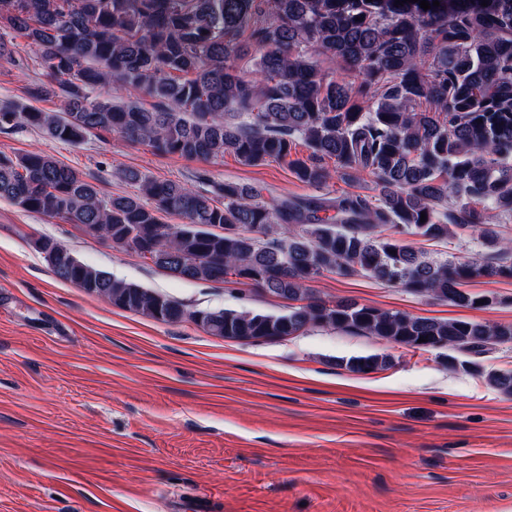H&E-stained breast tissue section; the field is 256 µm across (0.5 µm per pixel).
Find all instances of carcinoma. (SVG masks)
Here are the masks:
<instances>
[{
  "instance_id": "1",
  "label": "carcinoma",
  "mask_w": 512,
  "mask_h": 512,
  "mask_svg": "<svg viewBox=\"0 0 512 512\" xmlns=\"http://www.w3.org/2000/svg\"><path fill=\"white\" fill-rule=\"evenodd\" d=\"M439 2L424 10L416 0H0V59H12L15 41L25 40L42 68L26 96L62 102L58 112L1 104L0 131L26 125L72 145L113 133L163 155L279 161L310 185L367 171L380 199L345 193L270 204L256 185L226 181L205 193L136 169L117 172L136 193L115 196L41 153L0 154V198L80 228L94 224L112 246L148 255L174 277L301 302L278 315L199 309L193 319L179 301L78 259L51 265L58 279L92 295L110 290L112 305L152 320L191 318L228 340L277 341L329 327L424 352L482 354L511 344L512 323L327 303L309 288L324 274L363 275L484 308L494 301L467 284L512 280V241L472 207L512 216V0ZM246 55L249 72L236 65ZM322 56L355 80L326 74ZM109 82L136 99L92 97ZM298 141L304 158L292 157ZM465 229L497 257L436 260L409 241L451 244ZM389 364L385 355L346 361L364 374ZM459 366L512 394V369Z\"/></svg>"
}]
</instances>
